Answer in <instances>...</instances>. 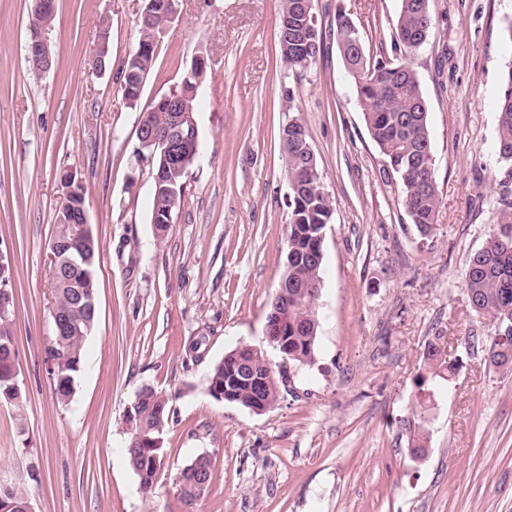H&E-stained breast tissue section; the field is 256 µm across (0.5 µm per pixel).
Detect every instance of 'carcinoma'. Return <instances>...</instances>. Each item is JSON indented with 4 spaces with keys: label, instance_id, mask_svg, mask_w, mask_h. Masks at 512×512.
<instances>
[{
    "label": "carcinoma",
    "instance_id": "carcinoma-1",
    "mask_svg": "<svg viewBox=\"0 0 512 512\" xmlns=\"http://www.w3.org/2000/svg\"><path fill=\"white\" fill-rule=\"evenodd\" d=\"M306 0H282L280 16L288 17V27L300 30L310 24L305 9ZM423 0H401V8L393 25L394 46L410 50L424 45L430 35L432 17L422 16ZM51 15L32 14L30 35L47 34L53 26ZM166 27L164 14L156 13L149 25L138 21V41L135 50L119 71L124 97L133 105L140 99L145 80L152 70L161 36ZM338 50L355 80L356 94L368 132L386 158L400 192V201L411 224L422 237L435 229L439 195L434 176L431 134L428 123V104L417 72L405 62L373 60L366 56L358 29L344 15L336 20ZM288 68L297 73L307 72L316 62V53L309 52L301 41H288V50L281 51ZM198 76L185 74L181 82L167 93L182 99L196 111ZM498 135L496 152L504 164L502 183L512 182V66L500 77L498 96ZM142 124L160 129L168 124L165 112L151 105ZM288 183L299 185L298 194L289 196L288 254V347L295 352L289 363L309 366L315 359V344L319 328L316 301L322 282L324 260L310 258L314 237L325 232L333 214L331 196L325 191L318 166H310V157L298 142L283 139ZM188 170L169 171L157 157L151 167L152 204L151 224L163 226L157 240L164 241L176 208L181 205L186 189ZM90 265L83 264L52 274V313L64 312L70 316L72 327L62 336L68 349L51 371L58 400H70L75 381L81 371L84 342L97 318V308L87 307L86 300L96 297V277L85 270L96 272L100 247L92 239ZM463 283L470 303L482 308L495 322L497 331H505L512 324V196L505 194L499 200L497 225L488 234L485 244L470 258ZM13 313L0 316V400L16 402L19 399L18 382L14 379L11 361L17 360L14 336L11 330ZM259 374L263 386L255 388L242 373L239 362L230 354L216 362L210 370L207 392L212 398L224 390L233 397V403L244 408L266 404L273 407L280 399L285 377L274 374L262 353L249 358ZM431 374L444 381L459 370L458 361L441 360L431 356L426 361ZM169 398L151 386L143 387L128 408L125 422L131 425L126 448L130 467L139 478L140 486L152 488L161 467L162 435L169 420ZM211 479L208 458L197 456L181 469L179 486L182 498L192 502L201 496L195 482L197 475ZM30 502L25 488L13 485L0 490V512H26Z\"/></svg>",
    "mask_w": 512,
    "mask_h": 512
}]
</instances>
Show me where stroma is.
I'll list each match as a JSON object with an SVG mask.
<instances>
[{"mask_svg":"<svg viewBox=\"0 0 512 512\" xmlns=\"http://www.w3.org/2000/svg\"><path fill=\"white\" fill-rule=\"evenodd\" d=\"M34 4L0 0V253L21 390L20 403L0 401V478L28 487L34 512H512V372L491 364L494 324L463 285L506 192L497 99L512 65L502 35L512 0H431L429 39L407 56L428 102L439 192L425 238L384 173L336 44L342 14L367 56L395 58L401 0H315L323 50L300 78L279 51L281 0H180L135 105L118 71L142 0H56L45 75L27 62ZM105 25L112 69L100 75L92 54ZM199 56L201 157L159 243L137 131ZM293 119L334 214L315 361L292 369L279 403L257 414L212 398L207 377L242 344L282 366L265 326L287 250L281 134ZM71 170L100 257L97 320L63 403L48 370L50 255ZM435 340L455 348L454 381L429 376ZM147 385L171 407L148 492L127 462L124 420ZM415 440L426 459L410 456ZM199 455L211 480L189 504L176 473Z\"/></svg>","mask_w":512,"mask_h":512,"instance_id":"stroma-1","label":"stroma"}]
</instances>
